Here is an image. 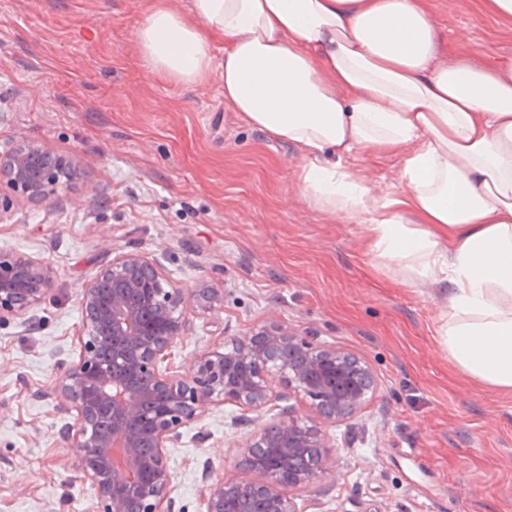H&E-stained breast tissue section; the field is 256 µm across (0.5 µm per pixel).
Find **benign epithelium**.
<instances>
[{
  "label": "benign epithelium",
  "instance_id": "1",
  "mask_svg": "<svg viewBox=\"0 0 512 512\" xmlns=\"http://www.w3.org/2000/svg\"><path fill=\"white\" fill-rule=\"evenodd\" d=\"M73 169L71 157L41 146L21 144L0 155V182L33 202L64 187ZM51 284L47 265L1 252L0 320L34 326ZM223 302L224 289L179 287L158 258L136 251L113 255L82 289L80 356L54 395L74 415L66 438L79 449L103 512H166L165 448L180 429L226 400L259 412L279 397V387L305 401L308 414L290 408L288 421L256 432L245 444L247 478L208 485L206 512H240L243 491L261 512H299L295 492L338 477L319 424L360 416L379 388L372 366L346 348L307 340L271 310L246 336L196 357L190 376L163 369L173 342L191 328L188 314L215 313ZM145 444L155 449L151 459L140 454Z\"/></svg>",
  "mask_w": 512,
  "mask_h": 512
}]
</instances>
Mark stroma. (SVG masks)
Instances as JSON below:
<instances>
[{"label":"stroma","instance_id":"stroma-1","mask_svg":"<svg viewBox=\"0 0 512 512\" xmlns=\"http://www.w3.org/2000/svg\"><path fill=\"white\" fill-rule=\"evenodd\" d=\"M147 5L0 0V154L31 143L77 162L44 202L0 184V250L52 272L40 330L0 321V512L100 510L51 388L80 353L84 284L127 250L157 256L181 287L224 290L223 309L192 315L172 345L176 374L272 309L372 365L364 431L346 444L344 426L322 424L340 477L300 493L301 512H512V393L454 371L439 337L447 287L380 271L362 249L365 225L312 206L297 180L304 154L241 122L220 71L190 85L152 75L136 42ZM429 6L441 62L512 57V30L473 0ZM348 164L379 196L399 184L400 158L360 152ZM299 404L284 396L259 416L219 403L182 428L166 450L171 512H204L205 485L245 479V442Z\"/></svg>","mask_w":512,"mask_h":512}]
</instances>
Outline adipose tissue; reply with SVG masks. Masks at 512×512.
Instances as JSON below:
<instances>
[{
  "instance_id": "ef3b65f1",
  "label": "adipose tissue",
  "mask_w": 512,
  "mask_h": 512,
  "mask_svg": "<svg viewBox=\"0 0 512 512\" xmlns=\"http://www.w3.org/2000/svg\"><path fill=\"white\" fill-rule=\"evenodd\" d=\"M219 41L225 102L304 152L309 201L366 225L379 269L447 285L450 361L512 393V59L438 64L428 0H153L137 31L146 68L181 84L211 75ZM358 151L401 157L397 193L346 166Z\"/></svg>"
}]
</instances>
